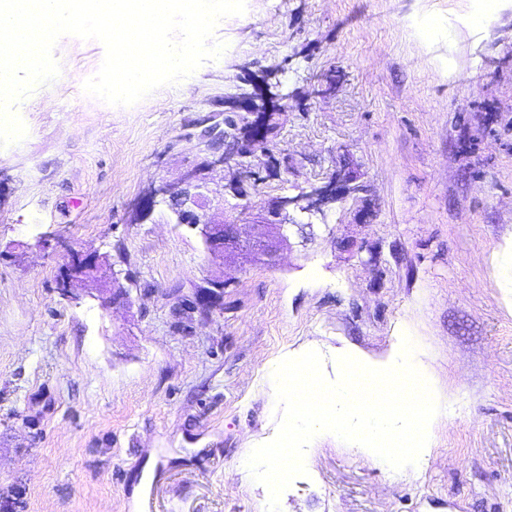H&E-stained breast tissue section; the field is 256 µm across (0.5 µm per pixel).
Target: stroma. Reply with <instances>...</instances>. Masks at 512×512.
<instances>
[{
	"instance_id": "35a3bbf8",
	"label": "stroma",
	"mask_w": 512,
	"mask_h": 512,
	"mask_svg": "<svg viewBox=\"0 0 512 512\" xmlns=\"http://www.w3.org/2000/svg\"><path fill=\"white\" fill-rule=\"evenodd\" d=\"M215 61L132 106L81 89L104 47L64 36L59 76L0 149V512H267L246 459L277 434L267 375L309 350L388 360L421 345L454 411L393 470L324 432L279 512H512V0H246ZM339 73L334 90L324 77ZM283 95V165L244 199L209 174L240 237L268 201L345 170L361 198L296 213L274 265L210 255L144 206L211 156L224 101ZM54 233L107 255L130 300L64 299ZM212 280L208 318L183 301Z\"/></svg>"
}]
</instances>
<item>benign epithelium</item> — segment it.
<instances>
[{"instance_id":"obj_1","label":"benign epithelium","mask_w":512,"mask_h":512,"mask_svg":"<svg viewBox=\"0 0 512 512\" xmlns=\"http://www.w3.org/2000/svg\"><path fill=\"white\" fill-rule=\"evenodd\" d=\"M265 102V108L260 109L251 103V95L243 94L228 106V111L240 110L248 115L255 116L249 122L251 134L241 139L237 127L220 134L218 146L212 152V159L203 166L187 169L182 173L179 184L186 186V190L177 192L171 184L162 183L150 193L148 205L143 207L141 213H150L158 203H170L171 211L176 216V223L187 224L197 230L206 249L213 255L221 258L233 257L243 262L273 260L281 246L287 243L282 228L292 223L290 210L299 208L305 211H320L330 202L340 201L362 190L351 176L334 178L326 187H312L296 196H283L272 200L268 206L257 216L252 223L257 226V234L251 240H242L236 233L235 226L225 224L216 219L215 214L206 209L209 202L208 182L205 170L215 166H227L231 160L239 158L247 148L254 146V142L262 141L261 132L265 125L264 113L280 99V95L268 88L257 92ZM39 244L44 249H55L63 246L62 241L52 238H43ZM65 247V246H63ZM66 262L60 270L58 289L62 296L79 299L73 292V284L79 281H99L105 277L108 266L107 257L100 254L83 253L71 247H65ZM224 283L214 281L210 286L199 293L192 310L206 317L211 312L212 300L218 299L223 293ZM99 298L105 305L115 304L128 298L127 288L115 279L105 282L100 289Z\"/></svg>"}]
</instances>
